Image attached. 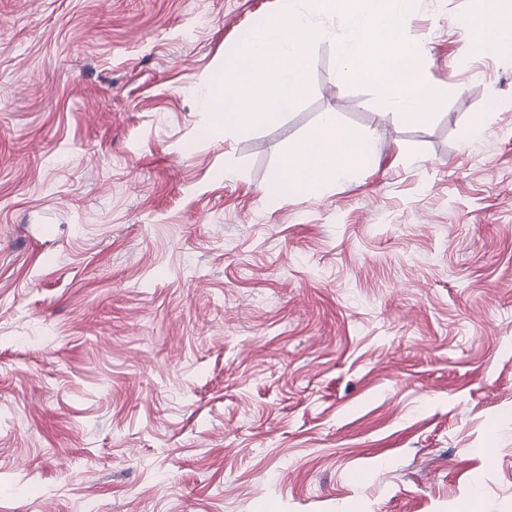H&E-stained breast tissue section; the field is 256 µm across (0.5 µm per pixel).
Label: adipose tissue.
Here are the masks:
<instances>
[{
    "mask_svg": "<svg viewBox=\"0 0 512 512\" xmlns=\"http://www.w3.org/2000/svg\"><path fill=\"white\" fill-rule=\"evenodd\" d=\"M462 29L479 51H495L512 45V6L503 0H489V8L479 23L465 20ZM375 158L369 136L339 127L336 115L323 113L319 122L282 161V179L267 187L269 205H277L284 191L297 194L317 192L327 184H347Z\"/></svg>",
    "mask_w": 512,
    "mask_h": 512,
    "instance_id": "obj_1",
    "label": "adipose tissue"
}]
</instances>
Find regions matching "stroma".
Segmentation results:
<instances>
[{
    "mask_svg": "<svg viewBox=\"0 0 512 512\" xmlns=\"http://www.w3.org/2000/svg\"><path fill=\"white\" fill-rule=\"evenodd\" d=\"M412 2L428 123L314 10L307 96L228 134L280 0H0V512H512V48ZM325 112L375 161L269 206Z\"/></svg>",
    "mask_w": 512,
    "mask_h": 512,
    "instance_id": "stroma-1",
    "label": "stroma"
}]
</instances>
